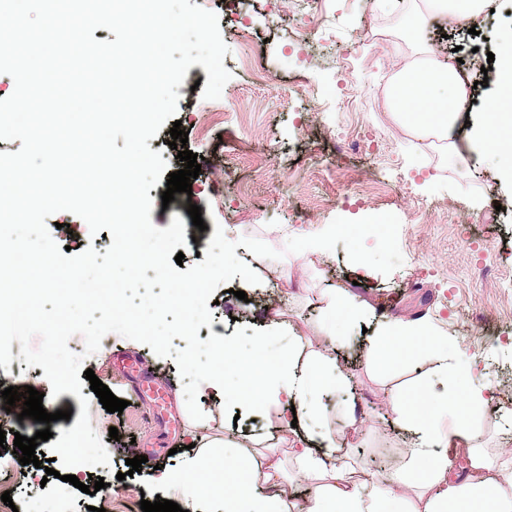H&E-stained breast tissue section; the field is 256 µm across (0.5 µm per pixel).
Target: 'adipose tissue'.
<instances>
[{
  "label": "adipose tissue",
  "instance_id": "adipose-tissue-1",
  "mask_svg": "<svg viewBox=\"0 0 512 512\" xmlns=\"http://www.w3.org/2000/svg\"><path fill=\"white\" fill-rule=\"evenodd\" d=\"M484 0H427L426 9H413L402 18L407 37L419 41L428 12L456 16L478 14ZM460 80L455 69L427 60L406 66L389 93V110L414 132L448 135L458 121ZM512 108V52L504 56L499 70L498 90L487 103L485 122L473 141L483 153L501 157L503 181L512 185V128L500 122L501 112ZM212 343L229 356L244 374L235 390H228L221 373L196 370L201 396L232 398L246 408H276L280 427L295 435L294 459L300 477L314 486V495L299 512H512V478L493 480L491 466L477 450L468 452V473L463 480L448 479V451L468 442V416L458 414L459 405L476 410L486 403L483 389L463 395L448 390L432 395L427 384L418 383L398 391L391 409L409 434L411 444L405 466L393 479L370 484L336 457L334 438L316 440L304 426H292V409H305L308 398L333 391L344 384V376L332 358L321 356L297 366L293 351L269 356V337L252 336L247 351L239 352L233 342L214 337ZM372 367L388 373L396 364L421 357L434 359L441 378L454 377L448 366V339L435 335L424 325L391 326L369 342ZM452 415L449 429L440 420ZM182 468L162 473L160 488L174 491L185 500L189 512H287L285 492L279 480L280 465L270 461L256 464L250 456H225L223 466L209 468L220 439L204 440L195 434ZM419 489L417 501L406 500L404 488Z\"/></svg>",
  "mask_w": 512,
  "mask_h": 512
}]
</instances>
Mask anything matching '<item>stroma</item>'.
I'll return each instance as SVG.
<instances>
[{
    "label": "stroma",
    "instance_id": "1",
    "mask_svg": "<svg viewBox=\"0 0 512 512\" xmlns=\"http://www.w3.org/2000/svg\"><path fill=\"white\" fill-rule=\"evenodd\" d=\"M193 2L217 14L229 49L223 65L232 77L220 99L206 100L193 89L207 82L205 69H188L176 117L188 150L203 157L201 173L190 203H163L162 182L149 195L156 227H168L177 216L191 235L182 249L184 266L196 263L219 228L254 254L242 280L213 293L212 330L244 347L266 327L278 346L300 336L309 350L336 356L348 389L327 402L313 428L339 441L338 456L368 479L396 473L409 446L388 405L393 390L418 380L436 394L441 387L424 358L375 376L366 333L394 322L427 324L450 339L449 362L468 364L460 384L492 394L469 414L471 443L492 461V476H501L512 457V187L503 183L495 157L478 154L471 134L481 125L483 100L497 91L496 72L486 64L511 45L512 0H488V11L472 24L438 16L424 29L430 57L443 65L463 60L462 76L476 86L464 106L468 121L452 132L451 154L441 141L402 127L388 110L401 62L418 56L396 14L374 9L372 0ZM192 203L201 208L204 228L192 223ZM52 219L53 239L72 253L90 246L102 253L112 243L91 236L71 212ZM360 253L368 257L362 266ZM479 266L488 269L486 280L474 279ZM334 288L367 305L364 323H329L326 294ZM240 290L246 300L237 298ZM11 352L9 368H0V389L29 385L49 396L43 368L27 367L19 344ZM84 366L127 402L119 415L99 400L90 403L91 424L110 463L77 470L73 485L8 454L0 473L10 477L18 512L39 502L54 512L92 506L141 512V498L152 495L160 469L181 465L192 427L176 363L114 333ZM145 369L159 372L161 384L134 386ZM349 404L364 418L352 434L346 430ZM67 409L80 414L75 395L49 396L48 412ZM203 409L209 436L244 446L254 458L281 461L288 503L313 497L311 484L296 474L290 447L258 443L279 424L275 408L242 418L229 402ZM130 446L147 458L134 474L126 465ZM120 472L125 480H117ZM92 477L104 478L105 489L81 492L79 483Z\"/></svg>",
    "mask_w": 512,
    "mask_h": 512
}]
</instances>
